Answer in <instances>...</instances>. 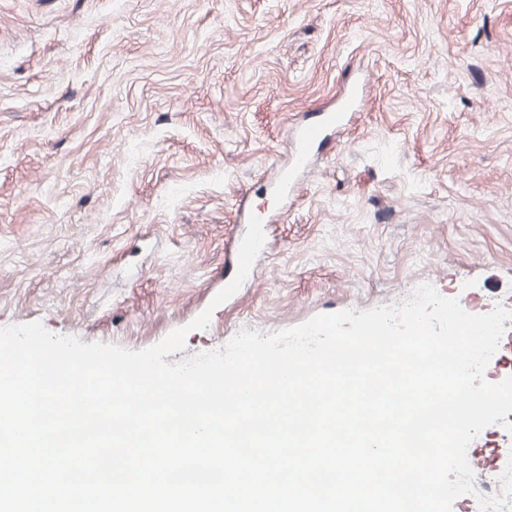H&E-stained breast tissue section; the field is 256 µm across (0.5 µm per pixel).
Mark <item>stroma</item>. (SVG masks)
Listing matches in <instances>:
<instances>
[{
  "mask_svg": "<svg viewBox=\"0 0 512 512\" xmlns=\"http://www.w3.org/2000/svg\"><path fill=\"white\" fill-rule=\"evenodd\" d=\"M253 214L267 247L212 306ZM424 283L512 308V0H0V328L138 351L211 310L172 364ZM467 458L453 512H481L512 433ZM350 112H353L352 101L348 98L342 101V106L338 111L323 112V117L319 120L309 122L300 127L298 140L300 145V155L297 157L299 165H303L308 156V147L312 144L321 143L326 139L328 127L341 126Z\"/></svg>",
  "mask_w": 512,
  "mask_h": 512,
  "instance_id": "1",
  "label": "stroma"
}]
</instances>
